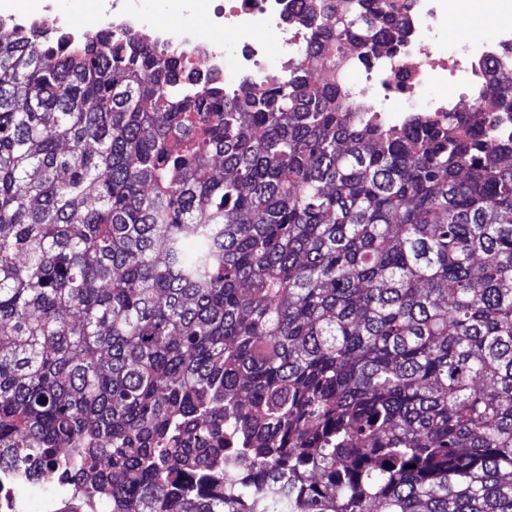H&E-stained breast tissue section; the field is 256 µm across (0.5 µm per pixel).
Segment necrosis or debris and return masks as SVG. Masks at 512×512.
<instances>
[{"label": "necrosis or debris", "instance_id": "1", "mask_svg": "<svg viewBox=\"0 0 512 512\" xmlns=\"http://www.w3.org/2000/svg\"><path fill=\"white\" fill-rule=\"evenodd\" d=\"M136 0H106L91 24L75 27L69 16L51 28L82 41L98 30L113 35L147 36L159 50L171 52L182 69L223 77L226 60L235 63L228 89L259 85L282 76L289 65L304 62L316 78L336 83L358 109L389 121L405 119L404 103L433 84L474 87L483 65L512 74V0H487L486 13L497 29L494 41L463 44L448 39V18L459 11V0H391L396 12L410 21L401 43L375 49L343 46L333 60L305 57L307 36L297 17V0H181L185 11L206 4L210 36L201 38L187 26L158 25L135 7ZM234 33L228 45L225 33ZM19 471L0 472V512H27L21 489L34 485ZM43 492L44 512H62L66 486L54 477L36 483Z\"/></svg>", "mask_w": 512, "mask_h": 512}]
</instances>
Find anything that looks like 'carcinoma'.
I'll return each instance as SVG.
<instances>
[{
    "mask_svg": "<svg viewBox=\"0 0 512 512\" xmlns=\"http://www.w3.org/2000/svg\"><path fill=\"white\" fill-rule=\"evenodd\" d=\"M318 58L388 0H299ZM389 124L302 64L0 36V470L108 512H512V77Z\"/></svg>",
    "mask_w": 512,
    "mask_h": 512,
    "instance_id": "cac0c4a2",
    "label": "carcinoma"
}]
</instances>
